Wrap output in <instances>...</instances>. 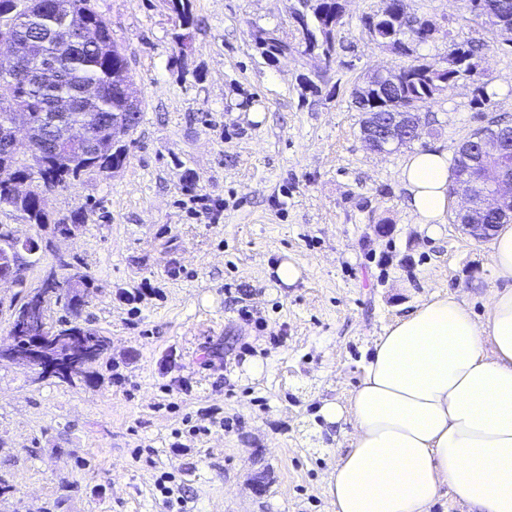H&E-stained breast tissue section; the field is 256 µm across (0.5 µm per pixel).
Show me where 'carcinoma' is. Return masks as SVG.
<instances>
[{"mask_svg": "<svg viewBox=\"0 0 512 512\" xmlns=\"http://www.w3.org/2000/svg\"><path fill=\"white\" fill-rule=\"evenodd\" d=\"M300 3L302 9L295 12V17L300 19L301 26L296 28L294 40L280 36L274 29L257 27L251 32L254 44L267 59L298 52L329 60L336 54L334 33L342 18L341 0H300ZM65 5L94 26L95 39L91 43L70 49L67 33L56 26L51 13L36 6L35 0H0V20H9L22 30L27 54L35 57L44 52L54 53L62 68V76L57 80L16 88L21 101H0V123L23 111L28 113L29 122L36 125L41 113L59 101L73 97L78 89L90 83H96L100 88L98 95L77 103L71 111L73 122L88 121L95 139L88 150L57 148L42 165L22 162L16 151L6 153L0 150V169H12L15 176L29 182L30 188L26 199L21 201L0 188V208L11 209L28 224H52L62 233L82 230L88 215L76 211L68 217L53 219L40 207L39 200L46 191L66 187L84 175L110 172L123 166L126 149L112 139V124L123 122L130 116V109L119 94L118 85L131 78L126 54L112 41L108 22L93 7L91 0H65ZM472 13L475 19L495 31L500 23L512 25V0H486V8H474ZM365 26L373 39L392 46L402 44L408 33L423 42L431 31L428 21L405 11V0H386L385 9L368 17ZM481 49L480 45H457L448 52L453 62L446 66L431 62L403 66L398 83L379 82L363 95L355 89L352 100L360 112L373 114L383 134L389 130L395 112H414L420 121V103L441 94L458 79L473 76L476 69L473 59ZM485 136L493 137L501 144L512 145V125L497 123L487 126L457 148L452 166L454 177L448 185V195L467 192L469 185L482 177L483 162L473 149L474 144ZM511 221V205L494 213L474 206L464 216L456 218L454 223L490 225L489 230L475 236L477 240H484L492 237L500 225ZM89 286L85 277L68 284L63 290L65 305L78 311L84 305V289ZM48 327L55 336H68L71 331H77L82 336L83 346L98 351L100 355L109 345L107 337L74 321L59 325L50 323Z\"/></svg>", "mask_w": 512, "mask_h": 512, "instance_id": "cac0c4a2", "label": "carcinoma"}]
</instances>
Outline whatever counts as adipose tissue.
Here are the masks:
<instances>
[{"label": "adipose tissue", "instance_id": "obj_1", "mask_svg": "<svg viewBox=\"0 0 512 512\" xmlns=\"http://www.w3.org/2000/svg\"><path fill=\"white\" fill-rule=\"evenodd\" d=\"M401 179L430 238L442 233L450 171L419 149ZM499 283L483 313L435 292L374 343L346 403L321 408L351 425L326 492L332 512H428L451 493L469 512H512V225L491 243Z\"/></svg>", "mask_w": 512, "mask_h": 512}]
</instances>
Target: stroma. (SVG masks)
<instances>
[{
    "label": "stroma",
    "mask_w": 512,
    "mask_h": 512,
    "mask_svg": "<svg viewBox=\"0 0 512 512\" xmlns=\"http://www.w3.org/2000/svg\"><path fill=\"white\" fill-rule=\"evenodd\" d=\"M92 2L127 54L143 118L123 168L46 192L52 218L89 210L77 236L0 209L18 237L52 243L23 285H0V345L12 302L60 257L59 279L93 280L76 317L110 343L90 383L35 384L0 362V477L11 486L0 512H169L153 495L165 472L187 512H329L349 434L319 407L347 401L374 341L425 296L459 291L480 313L496 286L489 241L454 222L459 198L429 238L400 172L417 149L452 153L512 123V44L473 19L469 0H406L434 34L402 54L364 26L385 0H347L331 61L295 52L272 63L251 32L294 35L297 0H190L184 46L170 0ZM462 44L482 47L476 73L421 104L419 140L370 150L354 83L445 62ZM382 220L393 226L384 237L373 231ZM284 261L303 269L295 284L275 274ZM140 288L134 314L122 295ZM188 423L202 434L184 433ZM177 429L188 451L174 458Z\"/></svg>",
    "instance_id": "35a3bbf8"
}]
</instances>
